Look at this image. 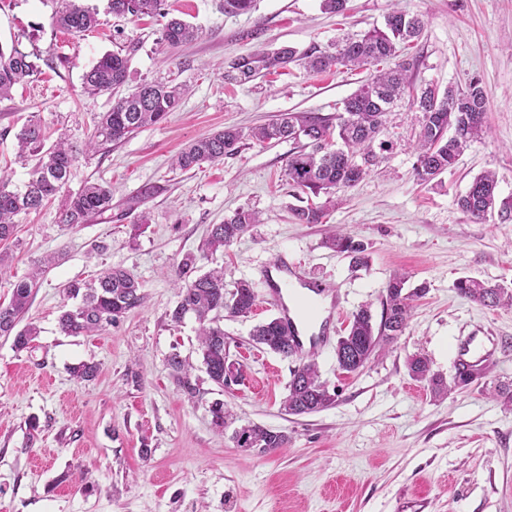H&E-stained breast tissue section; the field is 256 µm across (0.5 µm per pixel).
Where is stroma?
Returning a JSON list of instances; mask_svg holds the SVG:
<instances>
[{
  "mask_svg": "<svg viewBox=\"0 0 512 512\" xmlns=\"http://www.w3.org/2000/svg\"><path fill=\"white\" fill-rule=\"evenodd\" d=\"M87 4L98 25L68 33L51 24L52 0H0V45L18 46L39 69L0 98V172L12 187L27 181L15 134L33 118L48 144L80 150L68 191L88 182L112 189L111 211L87 223L61 227L56 198L16 216V240L0 243L4 304L10 281L45 256L57 258L23 317L40 330L31 351H16L12 337L0 336V512H512V406L495 394L512 390V304L487 308L456 288L469 278L512 289V221H475L456 204L488 170L498 178V203L512 204V0H347L341 15L324 13L320 0H256L239 16L224 15L220 0H166L202 30L176 48L163 41L157 19L114 17L107 0ZM396 5L425 21L414 47L397 49L398 59L417 57V83L462 88L475 77L487 100V135L440 182L415 177L421 115L405 101L386 115L380 162L318 224L299 223L292 213L325 202L303 199L288 180L296 141L248 140L221 161L173 168L182 148L228 126L247 130L283 112L336 115L369 69L313 73L296 61L239 84L226 79L228 65L262 46L327 48L382 26ZM109 52L127 57L128 88L169 81L184 93L162 123L87 154L95 123L120 93L87 94L83 75ZM147 184L156 193L138 201ZM239 208L258 211L260 224L197 262L202 272L222 267L226 288L245 280L256 295L251 315L222 322L229 358L243 374L223 390L204 372L195 320L176 325L168 317L178 301L171 271L184 255H197L211 225ZM143 214L147 229L130 239ZM336 230L365 246L366 263L327 247ZM283 255L335 288L339 337L361 306L381 317L393 274L427 287L404 332L382 342L357 372L338 370L335 343L315 352L336 402L301 416L280 405L303 356L285 358L251 339L254 326L276 315L261 272ZM113 267L138 279L143 306L105 331L62 333L58 317L73 305L64 284ZM474 335L495 343L471 384L438 399L411 379L407 361L419 354L432 373L452 381L456 346ZM175 351L194 366L199 400H189L171 376L167 358ZM84 362L98 363L95 379L73 377ZM217 399L232 413L221 432L207 411ZM252 423L286 432L287 447L261 457L237 448L235 430Z\"/></svg>",
  "mask_w": 512,
  "mask_h": 512,
  "instance_id": "obj_1",
  "label": "stroma"
}]
</instances>
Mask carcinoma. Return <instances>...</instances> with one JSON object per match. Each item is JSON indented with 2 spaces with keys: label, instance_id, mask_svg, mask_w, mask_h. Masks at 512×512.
Listing matches in <instances>:
<instances>
[{
  "label": "carcinoma",
  "instance_id": "cac0c4a2",
  "mask_svg": "<svg viewBox=\"0 0 512 512\" xmlns=\"http://www.w3.org/2000/svg\"><path fill=\"white\" fill-rule=\"evenodd\" d=\"M255 0H221L226 16L250 12ZM108 11L117 17L142 15L167 18L165 0H108ZM52 25L66 32H84L97 24V12L82 0H61L52 13ZM424 22L417 15L394 10L385 18V27L375 28L358 37H346L333 47H311L302 55L292 47L258 49L240 55L229 63L228 76L245 84L257 75L275 74L288 64L299 60L316 73L336 65L349 67L375 66L396 56L397 45L419 40ZM199 29L177 18H168L162 28V39L171 46H179L195 39ZM417 58L412 57L395 67L373 71L343 102V111L336 117L315 113H281L276 119L254 127L249 133L228 127L200 139L184 148L173 161V166L187 170L204 163L215 162L238 153L244 139L262 144L271 141H298L305 143L288 156L286 171L290 183L315 196L328 195L327 203L336 205V193L355 186L368 174L369 165L376 159L374 145L383 132L385 117L394 103L410 93V106L422 113V125L416 151L414 172L422 184L434 182L452 168L460 154L487 129V102L478 79L473 78L464 88L450 87L444 91L432 85L413 87L412 70ZM38 72L29 55L16 46L6 49L0 45V98L9 95L11 88ZM128 59L121 53L103 55L83 75V89L98 94L126 83ZM180 102V93L174 86L162 82H144L128 95L118 99L112 109L103 113L86 144L85 152H93L104 144L125 139L148 126L161 123ZM19 157H33L36 164L22 189H9V179L0 175V242L14 237L17 224L14 217L22 212L37 210L61 192L67 185L71 167L77 159L74 147L59 142L45 147L42 126L29 120L16 134ZM496 174L486 171L473 179L465 194L456 200L458 207L476 221H482L498 212L501 221L512 220V211L496 208ZM112 209L111 191L97 183H88L74 193L67 194L59 208L58 223L72 226L84 224L95 215ZM293 215L303 224H319L325 216L321 207L293 209ZM260 223L259 213L239 208L224 223L212 225L200 252L207 258L237 241L249 228ZM329 245L340 254H347L355 262H366L363 244L351 237L336 233ZM197 256L189 253L176 265L175 285L178 288L176 306L169 313L171 322L180 324L192 315L199 323L198 338L202 365L208 379L224 387V367L227 352L224 327L220 325L223 313L235 317L249 316L255 306V294L247 281H239L231 291L224 286L223 269H212L195 278L190 273L196 268ZM32 276L12 283L8 304H0V335L13 336V347L21 352L31 348L39 329L28 324L16 329L27 311L36 278ZM408 277L393 275L386 286V306L379 325H374L372 313L363 306L353 314L347 335L338 339L336 362L347 373L363 367L379 342L400 335L410 317L412 301L426 291L420 285L405 291ZM461 294L485 307H497L512 302V292L500 284L465 279L457 284ZM70 299L80 300L72 310L61 313L58 324L68 336L90 335L106 329L129 311L144 302L141 284L130 272L112 268L95 282L72 280L63 285ZM252 341L288 358L294 355L292 339L280 321L273 318L254 327ZM179 389L190 399L200 395L197 380L192 378L190 364L179 352L167 359ZM412 379L426 382L436 396L451 390L443 378L431 373L427 359L412 356L407 362ZM336 400V393L320 380L316 363L309 361L293 370L288 394L282 402L287 415H305L322 411ZM236 446L264 456L288 445V434L261 425L245 426L233 435Z\"/></svg>",
  "mask_w": 512,
  "mask_h": 512
}]
</instances>
